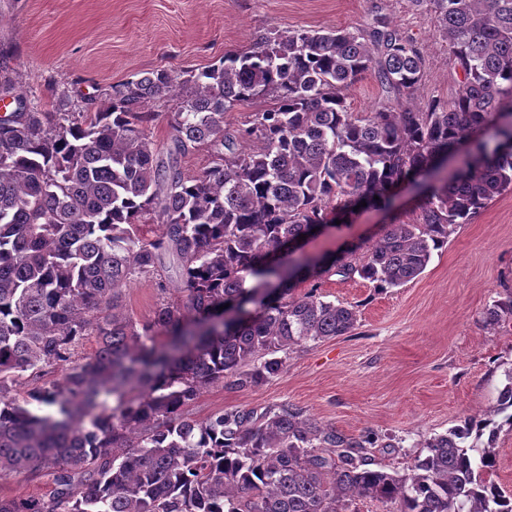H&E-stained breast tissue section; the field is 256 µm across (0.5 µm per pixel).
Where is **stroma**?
I'll return each instance as SVG.
<instances>
[{"label":"stroma","mask_w":512,"mask_h":512,"mask_svg":"<svg viewBox=\"0 0 512 512\" xmlns=\"http://www.w3.org/2000/svg\"><path fill=\"white\" fill-rule=\"evenodd\" d=\"M379 15L412 38L425 59L416 103L452 100L462 73L432 16L409 0H0V104L23 91L45 112L62 105L93 112L110 86L129 77L203 69L271 29H366ZM422 202L401 187L391 211L362 209L304 251L316 257L382 225L414 223ZM179 284L176 263L164 258L158 271L123 286V309L144 322L160 301L179 299ZM312 287L355 306L356 330L295 348L285 371L264 385L215 384L191 412L203 419L294 404L344 434L388 437L390 447L370 456L376 466L404 470L427 439L494 409L503 372L512 367V320L485 323L487 309L512 292V191L458 227L403 287L380 290L359 278L325 276L297 291Z\"/></svg>","instance_id":"35a3bbf8"}]
</instances>
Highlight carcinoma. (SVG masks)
Wrapping results in <instances>:
<instances>
[{"label":"carcinoma","instance_id":"cac0c4a2","mask_svg":"<svg viewBox=\"0 0 512 512\" xmlns=\"http://www.w3.org/2000/svg\"><path fill=\"white\" fill-rule=\"evenodd\" d=\"M409 2L433 15L462 72L449 102H403L425 60L385 16L368 30H270L199 72L114 84L79 119L13 97L0 117V479L44 473L52 490L0 497V512H347L358 498L395 512H512L490 478L492 418L428 439L402 474L374 467L375 434L348 436L293 404L189 411L216 383L263 385L294 348L355 329L353 306L296 295L298 281L331 272L403 286L512 189V0ZM368 73L394 101L352 112L347 92ZM155 98L177 116L164 158L150 136L158 113L144 111ZM262 99L249 126L225 127L227 112ZM202 145L212 166L185 176L179 159ZM458 152L450 176L423 182ZM404 182L424 185L418 222L318 261L304 253L312 229L363 202L390 209ZM148 214L161 224L151 241L137 235ZM165 254L180 299L139 326L120 290ZM504 317L512 295L486 311L491 325ZM88 336L97 347L81 355ZM48 370L60 379L19 392ZM504 376L494 415L512 426V368Z\"/></svg>","mask_w":512,"mask_h":512}]
</instances>
